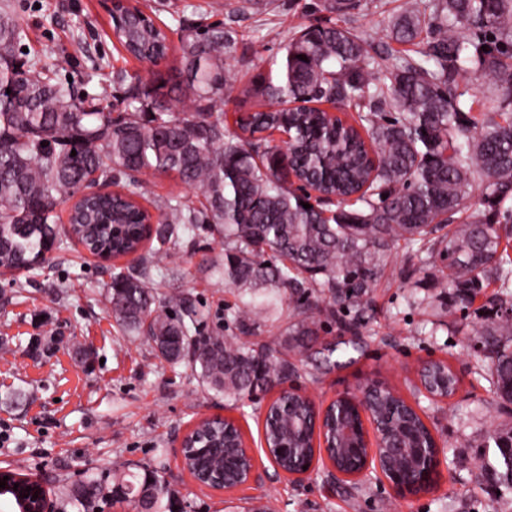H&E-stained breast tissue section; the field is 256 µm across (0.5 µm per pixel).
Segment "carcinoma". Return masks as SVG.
Wrapping results in <instances>:
<instances>
[{
	"mask_svg": "<svg viewBox=\"0 0 512 512\" xmlns=\"http://www.w3.org/2000/svg\"><path fill=\"white\" fill-rule=\"evenodd\" d=\"M322 6L353 15L368 2ZM112 22L129 56L167 61L170 40L151 17L139 20L122 7ZM183 30L178 80L118 73L124 98L114 116L18 56L24 30L10 0H0V270L39 267L58 238L56 211L71 200L70 235L96 253L121 255L152 242L138 256V274L113 272L112 317L125 331L146 334L163 360L189 363L202 384L234 404L265 384L300 377L284 351L308 348L324 323H346L340 308L360 305L396 241L415 247L425 273L441 262L436 287L451 291L454 302L471 301L493 282L500 300L512 303V255L497 229L512 224V206H505L512 200V91L466 97L457 86L465 73L493 83L512 75V0H408L390 20L392 39L405 49L379 61L347 28L304 25L281 57L266 61L251 88L261 109L239 116L233 132L217 108L229 102L237 80L227 60L238 41L221 22ZM185 99L194 110H177ZM338 102L358 109L362 129L339 125L320 108ZM269 130L287 133L293 153L271 144ZM146 172L174 176L196 190L195 198L165 202L168 213L154 228L135 200L136 182L126 193L74 200L81 186ZM291 175L313 182L326 203L300 205ZM476 181L483 208L470 212ZM200 224L224 236V255L210 258L209 267L249 295L233 315L241 333L253 332L257 311H272L285 295L293 303L295 319L280 349L205 335L202 315L185 298L161 299L148 286L152 271ZM443 228L446 234L434 236ZM489 342L494 395L512 404V316L487 318L476 343ZM365 407L431 439L400 398L374 394ZM312 414L309 401L293 396L270 406L268 445L287 435L299 448L300 457L283 459L286 470L314 454ZM489 440L497 453L488 466L512 489V459L502 452L512 427ZM383 442L393 449L392 464L403 467L405 440L392 432ZM249 466L244 456L229 463L224 485L240 483ZM112 488L115 499L132 498L142 512L171 508V489L157 469L141 475L115 461ZM102 496L101 482L90 478L77 482L68 500L80 512H96Z\"/></svg>",
	"mask_w": 512,
	"mask_h": 512,
	"instance_id": "carcinoma-1",
	"label": "carcinoma"
}]
</instances>
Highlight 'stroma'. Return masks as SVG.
Listing matches in <instances>:
<instances>
[{"label":"stroma","instance_id":"stroma-1","mask_svg":"<svg viewBox=\"0 0 512 512\" xmlns=\"http://www.w3.org/2000/svg\"><path fill=\"white\" fill-rule=\"evenodd\" d=\"M25 36L28 57L49 62L66 57L58 81H71L101 106L121 108L122 88L115 72L150 77L149 64L124 54L113 34L111 0H12ZM157 24L171 26L194 10L196 20L222 22L238 38L240 53L230 65L238 89L224 105L226 123L258 107L246 93L271 57L282 56L288 36L300 25H339L365 37L377 53L397 50L389 21L404 0H372L369 8L340 17L320 8V0H272L237 11L236 0H133ZM138 203L159 215L167 198L193 191L173 176L142 177ZM224 240L202 225L184 238L153 271L159 296L184 295L204 314L202 330L224 331V315L239 302L234 289L208 267L222 253ZM405 242L388 252L379 277L360 307L351 309L354 330L324 326L310 349L288 354L302 376L299 384L316 402L341 393H359L370 381L397 391L436 430L443 445L442 474L429 491L396 499L388 483L375 480L359 489L332 483L325 466L295 482L278 471L260 448L264 408L279 385L257 392L245 405H227L199 382L186 364L158 358L145 337L125 334L114 322L105 295L112 264L87 255L72 242L53 261L17 279L0 278V469L9 468L41 481L53 512L60 497L87 476L107 479L114 459L161 469L184 512H253L271 505L275 512H512V492L502 489L486 465L495 448L489 432L512 427V405L497 401L488 381L490 359L474 347V332L491 315L497 286H489L468 306L449 307L433 277L417 270ZM429 298L445 325L432 329L430 312L412 304L409 287ZM94 344L98 360L85 365L82 344ZM332 349L330 366L314 352ZM441 360L460 382L447 400L430 397L420 369ZM215 413L234 419L252 449L257 481L231 491L199 488L177 460L170 442L197 421Z\"/></svg>","mask_w":512,"mask_h":512}]
</instances>
